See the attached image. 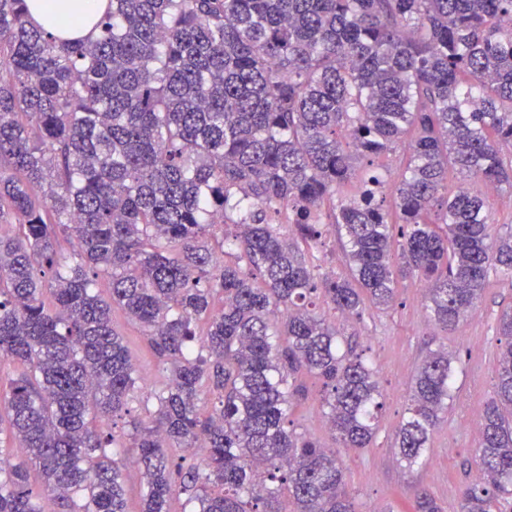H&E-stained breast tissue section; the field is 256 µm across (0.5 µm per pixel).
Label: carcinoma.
<instances>
[{"instance_id":"1","label":"carcinoma","mask_w":512,"mask_h":512,"mask_svg":"<svg viewBox=\"0 0 512 512\" xmlns=\"http://www.w3.org/2000/svg\"><path fill=\"white\" fill-rule=\"evenodd\" d=\"M45 6L81 22L71 0ZM97 27L56 37L26 0H0V358L23 366L6 404L29 451L0 463V512H43L46 490L64 512H126V448L141 512L181 495L197 512H358L334 451L294 427L298 378L322 381L342 448L369 446L384 396L316 300L359 318L415 276L448 331L491 275L512 282V224L492 234L488 195L471 188H512V0H109ZM409 131L391 221L374 159ZM324 207L344 275L302 249L329 232ZM62 238L76 242L67 257ZM114 305L161 370L148 421L122 434L96 425L125 414L140 382ZM498 331L486 479L464 512L512 502L511 308ZM454 388L448 350L430 353L397 433L407 465ZM119 464L123 468L127 482V510L128 512H140L141 509V486L140 474L133 465L132 448H126L124 453L119 456Z\"/></svg>"}]
</instances>
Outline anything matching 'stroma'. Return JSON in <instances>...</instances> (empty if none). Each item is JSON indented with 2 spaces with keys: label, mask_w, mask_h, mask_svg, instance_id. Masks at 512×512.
I'll list each match as a JSON object with an SVG mask.
<instances>
[{
  "label": "stroma",
  "mask_w": 512,
  "mask_h": 512,
  "mask_svg": "<svg viewBox=\"0 0 512 512\" xmlns=\"http://www.w3.org/2000/svg\"><path fill=\"white\" fill-rule=\"evenodd\" d=\"M425 304L421 283L406 279L399 282L396 301L387 309L366 305L358 319L326 313L342 338L363 351L378 370L385 407L370 448L337 447L319 406L320 381L302 380L305 398L298 429L335 450L358 512H414L421 490L436 500L441 512H462L463 490L484 479L478 451L481 415L484 403L495 394L496 368L507 344L497 331V319L512 308V283L490 278L482 299L448 333L429 321ZM112 327L140 376L155 382L157 360L142 327L118 307L112 310ZM442 346L454 359L456 396L434 428L422 461L409 469L394 448L396 433L416 369L430 351Z\"/></svg>",
  "instance_id": "1"
}]
</instances>
